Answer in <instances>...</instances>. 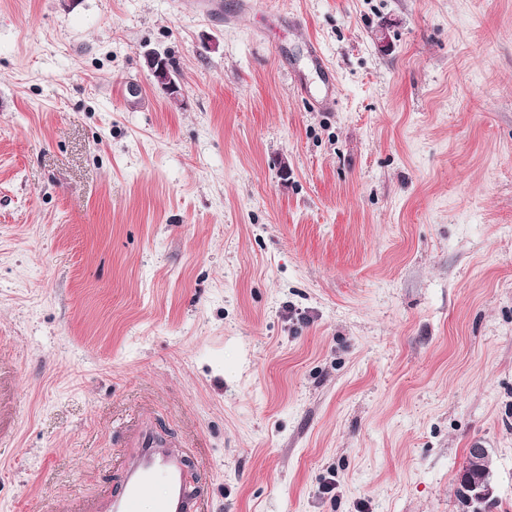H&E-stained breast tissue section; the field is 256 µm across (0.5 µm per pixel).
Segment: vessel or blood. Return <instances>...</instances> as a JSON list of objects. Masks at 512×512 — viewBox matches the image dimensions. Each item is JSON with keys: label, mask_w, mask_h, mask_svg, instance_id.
Segmentation results:
<instances>
[{"label": "vessel or blood", "mask_w": 512, "mask_h": 512, "mask_svg": "<svg viewBox=\"0 0 512 512\" xmlns=\"http://www.w3.org/2000/svg\"><path fill=\"white\" fill-rule=\"evenodd\" d=\"M307 55L323 85L313 88L304 84L300 92L315 106L329 107L335 100L332 70L317 42L309 43ZM188 457L187 450L178 444L161 441L149 413H142L126 443L118 487L100 493L83 512H142L148 491L157 485L163 491L154 503V512H201L205 491L191 483Z\"/></svg>", "instance_id": "b4317fda"}]
</instances>
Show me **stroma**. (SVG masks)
<instances>
[{
    "mask_svg": "<svg viewBox=\"0 0 512 512\" xmlns=\"http://www.w3.org/2000/svg\"><path fill=\"white\" fill-rule=\"evenodd\" d=\"M146 409L208 512H458L475 442L512 512V0H0V512ZM308 58L314 69L321 75L323 86L321 88H311L306 84H300L299 89L302 95L310 99L317 107L327 108L334 103L335 82L332 70L320 45L313 41L307 47ZM146 63L153 84L163 92L167 100L173 104L181 102L183 89L173 71L168 67L166 56L159 53L149 54Z\"/></svg>",
    "mask_w": 512,
    "mask_h": 512,
    "instance_id": "35a3bbf8",
    "label": "stroma"
}]
</instances>
